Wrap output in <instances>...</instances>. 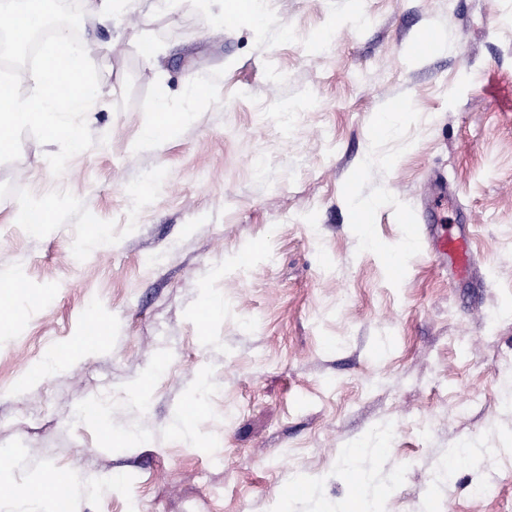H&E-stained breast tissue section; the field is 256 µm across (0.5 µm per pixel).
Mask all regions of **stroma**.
<instances>
[{"label": "stroma", "instance_id": "obj_1", "mask_svg": "<svg viewBox=\"0 0 512 512\" xmlns=\"http://www.w3.org/2000/svg\"><path fill=\"white\" fill-rule=\"evenodd\" d=\"M222 7L90 0L95 145L58 177V144L28 134L0 163V273L24 274L0 295L30 308L0 328V486L73 472L89 490L68 512H343L342 450L384 436L360 463L370 512H512V477L483 489L512 474V0H264L267 23L223 28ZM426 29L437 47L415 55ZM162 92L188 116L149 142ZM358 197L382 200L368 221ZM48 200L54 227L16 223ZM409 213L472 236V280L423 243L393 273ZM207 297L224 310L204 331ZM94 321L105 346L26 380ZM202 376L186 441L169 425ZM465 440L487 457L439 479Z\"/></svg>", "mask_w": 512, "mask_h": 512}]
</instances>
